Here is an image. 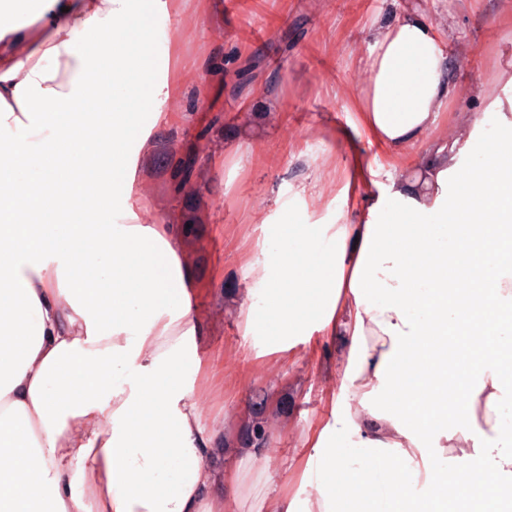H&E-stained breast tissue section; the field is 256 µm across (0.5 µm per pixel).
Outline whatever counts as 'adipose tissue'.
<instances>
[{"label":"adipose tissue","instance_id":"adipose-tissue-1","mask_svg":"<svg viewBox=\"0 0 512 512\" xmlns=\"http://www.w3.org/2000/svg\"><path fill=\"white\" fill-rule=\"evenodd\" d=\"M37 31L23 52L0 46V139L18 161L0 181V512H218L224 435L203 423L196 327L168 270L169 224H78L55 205H18L33 184L113 180L128 209L137 182L128 137L135 111L121 79L138 77L144 102L171 100L142 65L154 39L141 0H28ZM442 28L413 9L373 32L354 103L368 142L409 161L411 176L384 196L366 190L353 148L346 185L353 223L335 245L279 247L281 272L264 311L293 335L322 309L327 335L348 337L336 415L303 476L310 512H512V120L483 115L490 137L448 130L422 148L452 99L468 94L448 68ZM67 81H60V69ZM94 97L108 122L92 163L43 159L28 134L44 122L66 138L71 106ZM136 132V131H135ZM504 158L493 201L460 170ZM493 204V223L473 210ZM54 218L57 235L47 232ZM467 262L449 275V258ZM477 324L462 336L461 322ZM472 474L459 486L449 456ZM368 474L349 484L345 472Z\"/></svg>","mask_w":512,"mask_h":512}]
</instances>
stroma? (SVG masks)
Masks as SVG:
<instances>
[{
  "label": "stroma",
  "mask_w": 512,
  "mask_h": 512,
  "mask_svg": "<svg viewBox=\"0 0 512 512\" xmlns=\"http://www.w3.org/2000/svg\"><path fill=\"white\" fill-rule=\"evenodd\" d=\"M452 24L461 55L451 74L476 95L456 99L442 116L458 125L500 102L512 117V0H170L153 16L154 82H178L180 95L140 108L150 139L137 151L146 199L144 224L175 225L180 271L197 324V382L206 424L224 428V512H251L260 491L288 494L306 512L312 491L302 463L333 420L341 337L305 324L283 339L258 317L245 328L237 310L262 309L279 275L262 242L298 240L300 231L330 238L352 221L345 204L350 144L372 162L375 194L405 169L355 127L353 91L373 27L409 6ZM256 78L240 93L224 90L245 62ZM157 112H182L157 125ZM275 421L266 472L249 468L253 425Z\"/></svg>",
  "instance_id": "1"
}]
</instances>
